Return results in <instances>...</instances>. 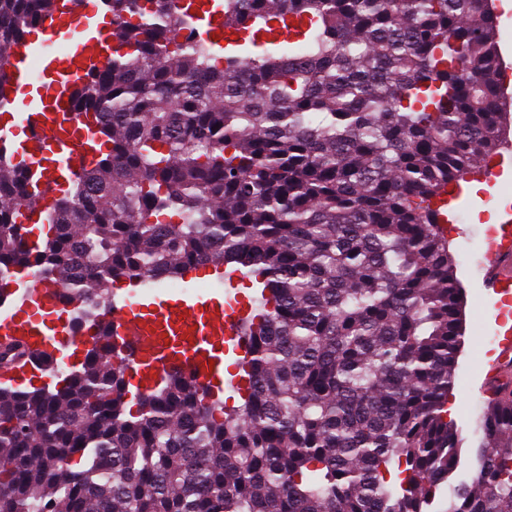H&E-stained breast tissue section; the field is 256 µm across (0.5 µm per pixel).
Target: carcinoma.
<instances>
[{
  "label": "carcinoma",
  "instance_id": "cac0c4a2",
  "mask_svg": "<svg viewBox=\"0 0 512 512\" xmlns=\"http://www.w3.org/2000/svg\"><path fill=\"white\" fill-rule=\"evenodd\" d=\"M106 71L76 89L103 150L30 246L44 197L0 153V297L18 268L96 299L222 264L261 281L243 403L169 375L128 397L86 356L53 390L0 384V512H512V384L489 387L469 476L446 418L462 288L434 201L512 124L488 0H220L215 45L179 0H106ZM55 0H0L11 47ZM172 210L175 222L156 220ZM0 342V372L38 367Z\"/></svg>",
  "mask_w": 512,
  "mask_h": 512
}]
</instances>
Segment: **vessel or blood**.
<instances>
[{"label":"vessel or blood","mask_w":512,"mask_h":512,"mask_svg":"<svg viewBox=\"0 0 512 512\" xmlns=\"http://www.w3.org/2000/svg\"><path fill=\"white\" fill-rule=\"evenodd\" d=\"M100 0H57L55 12L40 25L36 38L21 40L12 56L11 80L28 91L41 79L38 97H29L26 138L20 148L32 173L54 177L59 170L82 174L91 159L85 129L94 127L92 113L72 112L70 97L84 76L103 71L112 53L110 42L92 31ZM483 276L490 292L512 286V211L504 210L498 238L491 243ZM0 315V341L21 339L30 346L59 353L71 346L94 347V328L75 326L73 307L60 303L56 286L36 282L12 288ZM249 311L233 306L225 293L179 296L142 303L136 290L110 294L100 314L112 333L107 359L125 358L144 391L162 376L178 373L201 382L211 396L224 389V354L250 357L243 334Z\"/></svg>","instance_id":"obj_1"}]
</instances>
